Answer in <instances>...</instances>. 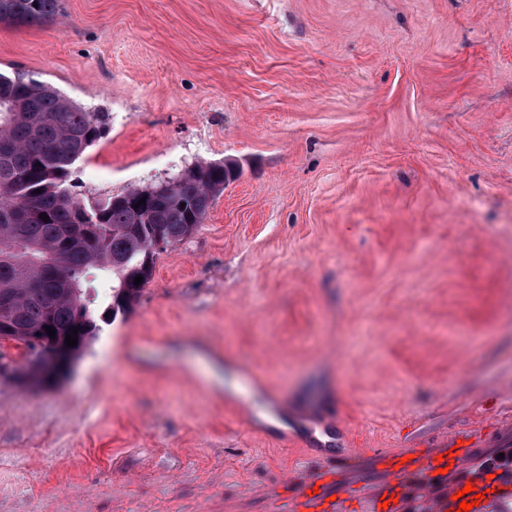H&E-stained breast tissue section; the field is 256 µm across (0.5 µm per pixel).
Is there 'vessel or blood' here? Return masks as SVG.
<instances>
[{
    "mask_svg": "<svg viewBox=\"0 0 512 512\" xmlns=\"http://www.w3.org/2000/svg\"><path fill=\"white\" fill-rule=\"evenodd\" d=\"M447 453L446 446L437 452L420 456L417 462L397 461L380 467L379 481L373 490L364 492L365 512H405L407 504L416 494L418 481H430L439 469L438 455ZM452 467L446 477L450 493L440 504V512H457L460 501L454 495L464 491L465 485H474V493H466L472 502L471 512H508L507 502L512 501V463L504 464L499 455L484 457L481 470H460L459 456H452ZM361 477L358 471L327 469L305 481L299 493L288 500V512H337L336 493L358 489Z\"/></svg>",
    "mask_w": 512,
    "mask_h": 512,
    "instance_id": "vessel-or-blood-1",
    "label": "vessel or blood"
}]
</instances>
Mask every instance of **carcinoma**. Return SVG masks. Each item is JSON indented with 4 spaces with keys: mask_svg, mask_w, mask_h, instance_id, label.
I'll use <instances>...</instances> for the list:
<instances>
[{
    "mask_svg": "<svg viewBox=\"0 0 512 512\" xmlns=\"http://www.w3.org/2000/svg\"><path fill=\"white\" fill-rule=\"evenodd\" d=\"M58 5L0 0V23H46ZM107 125L106 113L88 111L30 74L0 72V361L21 370L27 368L26 337L63 342L76 328L79 352L96 335L98 319L130 310L157 256L190 236L236 178L221 166L199 165L87 202L73 191V167ZM138 275L140 285L134 284ZM105 276L112 278L107 304L97 292Z\"/></svg>",
    "mask_w": 512,
    "mask_h": 512,
    "instance_id": "cac0c4a2",
    "label": "carcinoma"
}]
</instances>
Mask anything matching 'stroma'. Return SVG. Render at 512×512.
<instances>
[{"label": "stroma", "mask_w": 512, "mask_h": 512, "mask_svg": "<svg viewBox=\"0 0 512 512\" xmlns=\"http://www.w3.org/2000/svg\"><path fill=\"white\" fill-rule=\"evenodd\" d=\"M13 71L108 113L85 200L238 176L55 387L0 380V512H283L334 448L512 444V0H59Z\"/></svg>", "instance_id": "obj_1"}]
</instances>
